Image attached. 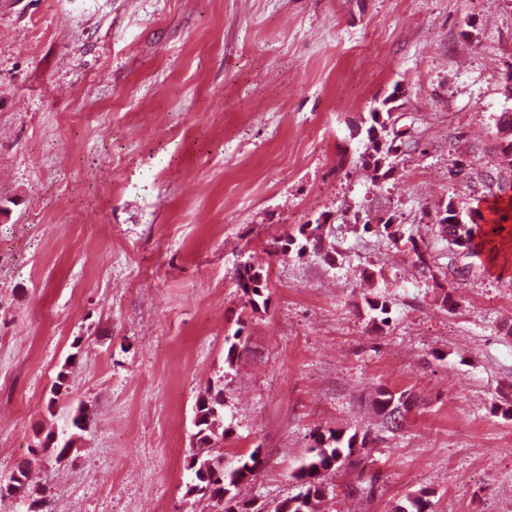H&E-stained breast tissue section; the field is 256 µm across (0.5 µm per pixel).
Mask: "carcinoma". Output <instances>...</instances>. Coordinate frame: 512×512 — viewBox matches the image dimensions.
I'll use <instances>...</instances> for the list:
<instances>
[{
	"mask_svg": "<svg viewBox=\"0 0 512 512\" xmlns=\"http://www.w3.org/2000/svg\"><path fill=\"white\" fill-rule=\"evenodd\" d=\"M369 116L370 125L366 128L365 149L360 158L370 156L373 170L376 172L374 179H384L394 170V167L390 166V159L404 151L405 141L403 137L389 131L388 117L391 116V112L371 111ZM463 177L469 180L475 178L481 185L483 193L474 198L478 203L490 196L497 197L499 191L512 189V173L507 175L501 171H485L475 176L472 172L465 171ZM457 216L459 219L453 225V236L448 238V246L461 250V254L466 257L479 256L486 243L490 242V237L503 231L502 223L507 220L505 214L488 220L479 207L472 205L457 209ZM362 230L365 233L373 232L377 236H382L392 246L406 252L410 266L418 277L427 283L439 285V276L432 256L413 232L396 222L395 215L385 210L379 223L366 222L362 225ZM236 279L238 287L247 297V302L251 307H256V298L261 296L262 291L259 273L248 264L238 269ZM65 380L66 370L63 369L51 387L48 410H53L57 403L67 397ZM405 398H412V394L382 388L373 398L372 405L377 413L386 416ZM223 411L224 392L221 390L214 394L209 392L206 399L197 401L196 412L203 418L201 427L197 428V432L201 433L199 443L214 448L224 442V433L217 431ZM87 419L88 412L80 406L66 417L64 424L72 426L73 432L79 433L86 429ZM370 434L369 430L360 434L355 432L346 439L342 434L333 431L327 436L321 433L312 435L316 445L308 449L307 455L292 474L295 480L303 481V485L298 494L281 504L278 512H314L316 503L327 495L325 477L333 471L345 470L355 473L357 480L365 485L367 496L374 497L375 489L379 488L380 473L372 469L374 461L369 459V452L365 451ZM257 455L259 449L256 448L241 457L242 469L227 471L224 469V454L218 451L206 455L200 452L189 454L186 469L193 473V479L188 482L186 493L210 499L215 512H247V509L240 507L233 490L239 484L256 476L261 464ZM31 465L30 460L17 465L15 474L18 478L12 485H0V498L13 495L28 496L26 480ZM433 506L430 493L425 490L406 496L404 501L398 504L401 512H434Z\"/></svg>",
	"mask_w": 512,
	"mask_h": 512,
	"instance_id": "obj_1",
	"label": "carcinoma"
}]
</instances>
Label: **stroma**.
Masks as SVG:
<instances>
[{
  "mask_svg": "<svg viewBox=\"0 0 512 512\" xmlns=\"http://www.w3.org/2000/svg\"><path fill=\"white\" fill-rule=\"evenodd\" d=\"M511 71L512 0H0V478L50 430L67 365L63 405L90 423L31 467L49 512H213L185 469L210 388L225 461L264 458L239 500L276 512L312 432H378L381 387L419 398L371 450L381 492L335 471L317 512L421 489L437 512H512V262L432 229L473 196L454 155L512 171ZM396 88L410 145L377 181L357 129ZM378 210L430 225L440 287L355 227ZM236 279L238 287L241 288L243 295L247 297V302L251 307L257 306L254 297H261L263 288L259 280V273L248 264L238 269Z\"/></svg>",
  "mask_w": 512,
  "mask_h": 512,
  "instance_id": "35a3bbf8",
  "label": "stroma"
}]
</instances>
